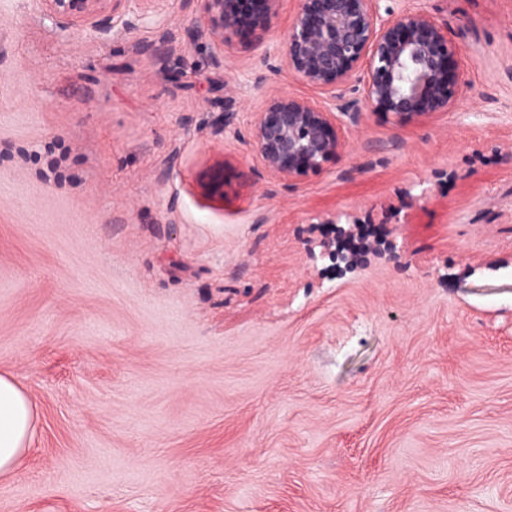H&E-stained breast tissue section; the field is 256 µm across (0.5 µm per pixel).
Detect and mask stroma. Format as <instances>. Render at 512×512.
<instances>
[{
    "label": "stroma",
    "mask_w": 512,
    "mask_h": 512,
    "mask_svg": "<svg viewBox=\"0 0 512 512\" xmlns=\"http://www.w3.org/2000/svg\"><path fill=\"white\" fill-rule=\"evenodd\" d=\"M380 5L458 47L455 111L362 113L288 182L250 139L268 94L322 99L296 0L222 49L195 0H0V373L39 413L0 512H512V0ZM123 0H43L46 10L76 25L99 19L110 10L113 14Z\"/></svg>",
    "instance_id": "obj_1"
}]
</instances>
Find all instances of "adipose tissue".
<instances>
[{
  "mask_svg": "<svg viewBox=\"0 0 512 512\" xmlns=\"http://www.w3.org/2000/svg\"><path fill=\"white\" fill-rule=\"evenodd\" d=\"M36 407L10 375L0 374V475L12 473L30 449Z\"/></svg>",
  "mask_w": 512,
  "mask_h": 512,
  "instance_id": "ef3b65f1",
  "label": "adipose tissue"
}]
</instances>
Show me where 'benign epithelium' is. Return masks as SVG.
Returning a JSON list of instances; mask_svg holds the SVG:
<instances>
[{"mask_svg":"<svg viewBox=\"0 0 512 512\" xmlns=\"http://www.w3.org/2000/svg\"><path fill=\"white\" fill-rule=\"evenodd\" d=\"M46 10L76 25L117 11L122 0H43ZM202 23L191 38L224 45L249 17L255 41L270 31L281 0H198ZM289 73L319 90L315 102L287 93L268 95L254 112L251 146L273 176L301 181L345 149L342 117L358 122L382 109L412 119L455 108L461 83L450 68L458 54L441 25L420 10L381 14L379 0H297L284 36ZM359 102H342L352 82ZM206 193L224 198V163L211 167Z\"/></svg>","mask_w":512,"mask_h":512,"instance_id":"7a95c632","label":"benign epithelium"}]
</instances>
